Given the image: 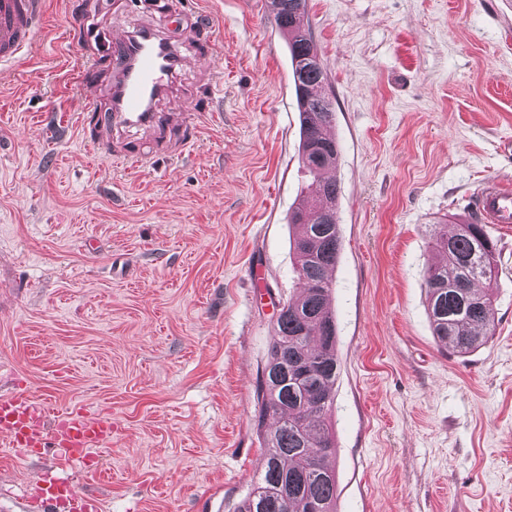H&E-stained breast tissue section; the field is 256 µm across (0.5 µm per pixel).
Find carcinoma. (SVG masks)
Wrapping results in <instances>:
<instances>
[{
  "instance_id": "1",
  "label": "carcinoma",
  "mask_w": 512,
  "mask_h": 512,
  "mask_svg": "<svg viewBox=\"0 0 512 512\" xmlns=\"http://www.w3.org/2000/svg\"><path fill=\"white\" fill-rule=\"evenodd\" d=\"M272 20L288 43L300 104V150L318 156L303 166L307 204L293 211L292 250L303 292L283 305L257 385V430L266 449L264 473L237 512H333L336 471L330 464L334 438L327 414L339 374L336 321L330 312L340 250L336 205L340 186L322 172L336 161L339 142L324 134L334 118L322 94L327 80L309 33L307 0H269ZM432 248L440 261L424 272L433 335L453 352L484 344L494 323L492 294L483 284L497 277L495 247L484 225H434Z\"/></svg>"
}]
</instances>
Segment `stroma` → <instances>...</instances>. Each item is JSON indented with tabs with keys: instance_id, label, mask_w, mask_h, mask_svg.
I'll list each match as a JSON object with an SVG mask.
<instances>
[{
	"instance_id": "obj_1",
	"label": "stroma",
	"mask_w": 512,
	"mask_h": 512,
	"mask_svg": "<svg viewBox=\"0 0 512 512\" xmlns=\"http://www.w3.org/2000/svg\"><path fill=\"white\" fill-rule=\"evenodd\" d=\"M269 0H44L0 67V396L112 413L92 470L13 457L0 512L63 478L100 512H236L263 473L256 385L300 291L288 217L306 177L299 104ZM188 17L195 127L141 172L92 148L114 28ZM340 156L334 273L340 370L328 422L336 512H512V230L496 244L495 325L459 355L429 322V227L512 182V0H308ZM96 65L81 88L78 69Z\"/></svg>"
}]
</instances>
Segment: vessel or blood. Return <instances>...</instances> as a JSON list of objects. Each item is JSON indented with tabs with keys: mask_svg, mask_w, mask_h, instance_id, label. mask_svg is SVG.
Masks as SVG:
<instances>
[{
	"mask_svg": "<svg viewBox=\"0 0 512 512\" xmlns=\"http://www.w3.org/2000/svg\"><path fill=\"white\" fill-rule=\"evenodd\" d=\"M42 16V0H0V65L16 62L28 48ZM185 57L168 26L147 24L112 40L111 108L98 133L111 144L113 156L140 165L150 150L175 153L172 137L179 115L161 103L182 97L177 82ZM475 211L486 224H512V187L500 181L477 194ZM9 438L12 454L28 458L54 448L73 459L80 453L107 446L112 440L111 415L66 410L50 413L26 389L0 397V435ZM70 512H96L95 499L66 484L45 482L33 498V512H56L60 504Z\"/></svg>",
	"mask_w": 512,
	"mask_h": 512,
	"instance_id": "1",
	"label": "vessel or blood"
}]
</instances>
